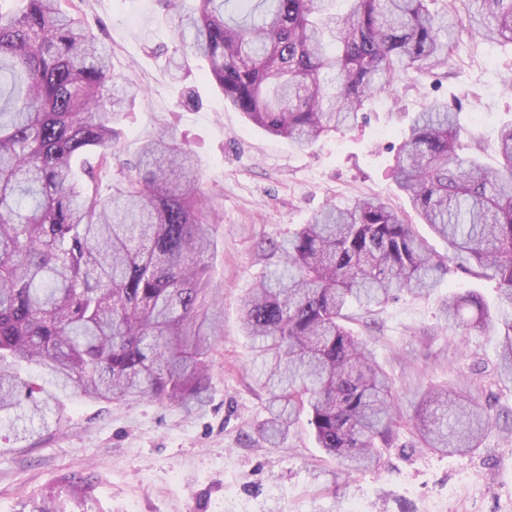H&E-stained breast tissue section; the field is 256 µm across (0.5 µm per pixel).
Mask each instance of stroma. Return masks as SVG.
Wrapping results in <instances>:
<instances>
[{
	"label": "stroma",
	"instance_id": "1",
	"mask_svg": "<svg viewBox=\"0 0 512 512\" xmlns=\"http://www.w3.org/2000/svg\"><path fill=\"white\" fill-rule=\"evenodd\" d=\"M75 5L110 48L113 70L144 91L120 124L113 169L133 161L142 142L163 130L196 155L216 211L208 265L222 326L208 403L196 416L155 399L67 396L60 422L47 428L1 426L0 512H33L51 491L65 512H512V439L494 433L472 453L446 455L423 448L405 429L376 468L352 474L318 447L306 416L280 447L263 441L258 429L267 393L256 382L261 364L239 324L240 303L265 270L259 240L287 238L326 202L344 207L368 195L387 199L445 252L390 168L409 118L436 98L458 111L481 161L496 166L498 129L512 122V45L460 32L447 67L395 76L366 121L298 148L225 104L194 59L179 80L171 79L177 20L158 0ZM375 320L369 331L356 320L348 327L367 338L395 381L402 410L411 411L428 388L466 378L497 398V410L512 408V384L496 377L495 333H456L441 319L434 295L401 294ZM82 481L86 492L74 498L71 487Z\"/></svg>",
	"mask_w": 512,
	"mask_h": 512
}]
</instances>
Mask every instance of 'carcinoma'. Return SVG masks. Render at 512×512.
I'll return each mask as SVG.
<instances>
[{
  "label": "carcinoma",
  "mask_w": 512,
  "mask_h": 512,
  "mask_svg": "<svg viewBox=\"0 0 512 512\" xmlns=\"http://www.w3.org/2000/svg\"><path fill=\"white\" fill-rule=\"evenodd\" d=\"M0 4V423L28 430L60 414V394L107 402L206 407L218 336L206 258L216 223L190 150L162 131L111 178L116 125L140 89L112 73L108 48L64 0ZM199 0L179 24L174 53L206 63L224 101L255 125L306 146L366 118L394 75L445 66L451 30L512 44V0ZM457 112L435 100L411 120L392 169L400 191L448 244L418 239L387 201L367 197L314 213L286 241L258 251L274 270L245 297L241 328L254 342L269 394L260 436L279 444L309 416L321 448L349 469L379 462L407 427L427 448L473 452L512 414L492 420L471 391L426 392L404 414L392 380L347 327L403 292L431 295L453 271L495 278V309L448 291L454 330L501 336L500 376L512 382V122L498 167L461 155ZM93 152L95 163L78 159ZM48 372L49 387L22 375Z\"/></svg>",
  "instance_id": "obj_1"
}]
</instances>
